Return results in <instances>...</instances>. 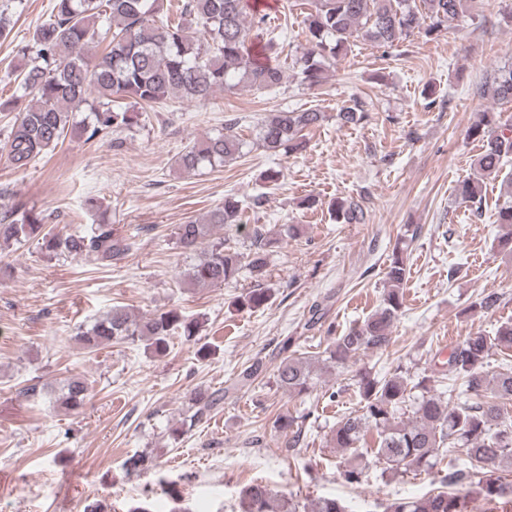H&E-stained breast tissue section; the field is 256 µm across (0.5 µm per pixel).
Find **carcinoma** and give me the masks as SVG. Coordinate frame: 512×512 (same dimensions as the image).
<instances>
[{
  "mask_svg": "<svg viewBox=\"0 0 512 512\" xmlns=\"http://www.w3.org/2000/svg\"><path fill=\"white\" fill-rule=\"evenodd\" d=\"M467 0H309L304 17L307 47L292 59L300 81L317 87L325 80L326 63L363 40L394 47L415 34L426 38L448 29L466 7ZM267 24L258 0H180L176 17L164 9L163 0H54L50 19L37 27L31 43L21 54L33 61L14 69L21 94L0 100V112H15L6 147L11 164L25 168L55 149L75 130L91 141L119 132L147 117V110L170 97L207 101L218 91L249 89L273 91L285 80L279 57L283 48L273 36L257 46L250 40L253 25ZM105 29L108 44L100 54L90 52L96 28ZM481 97L498 103L512 102V66L485 76L476 87ZM94 98L93 122L76 128L72 113ZM131 99L134 111L121 103ZM343 125L360 124L368 118L367 102L359 97L346 101L336 114ZM325 114L317 109L275 112L258 123L255 142L271 154L300 153L306 142L302 131L317 127ZM468 136L481 143L477 166L481 178L457 182V196L465 202L480 197L483 178L495 177L512 155V115L483 112L469 127ZM244 142L226 126L224 130L187 145L178 157L185 172L223 166L243 154ZM336 221L362 224L367 207L362 197H342L333 204ZM239 200L231 195L204 221L181 224L176 236L180 247L197 255L187 272L194 286L230 282L247 271L255 287L237 297L238 309H259L270 303L268 238L255 225L248 233V252L225 243L215 230L241 221ZM46 216L17 206L0 212V247L37 241L49 257L88 259L102 267L117 266L133 251V237L114 224L102 221L77 233L44 231ZM497 223L508 227L496 244L512 255V202L497 212ZM410 275L404 249H393L378 309L363 321L341 331L321 356H303L294 350L295 339L281 342V357L274 372L276 389L288 396L311 393L317 372H329L367 351L389 345V329L403 307V286ZM500 296L484 295L470 304L474 311H493ZM201 323L177 307L137 317L121 305L107 309L91 324L80 328L76 338L90 352L112 343L139 344L161 355L174 335L191 339ZM512 352V323L499 326L495 335L476 332L456 345L448 359L433 361L422 372L397 367L395 373L378 377L369 371L356 374L359 409L343 416L331 432L334 448L345 455L343 477L352 485L363 481L366 458L394 475L428 471L456 452L457 464L448 468L450 491L428 492L396 499L384 512H463L464 499L453 487L486 498H501L512 490V366L498 372L486 370L492 350ZM262 366L253 363L237 374V386L249 387ZM448 379L461 394L451 397L431 383ZM91 385L83 375L67 378L53 394L54 403L80 410ZM226 390L198 387L193 392V413L172 430L173 439L193 429L224 401ZM412 409L400 420L398 412ZM277 427L289 434L288 447L302 441L297 418L282 415ZM123 466L130 472H159V463L148 455L133 454ZM244 512H348L349 507L331 497H317L305 508L292 496L275 495L265 485L245 491Z\"/></svg>",
  "mask_w": 512,
  "mask_h": 512,
  "instance_id": "cac0c4a2",
  "label": "carcinoma"
}]
</instances>
